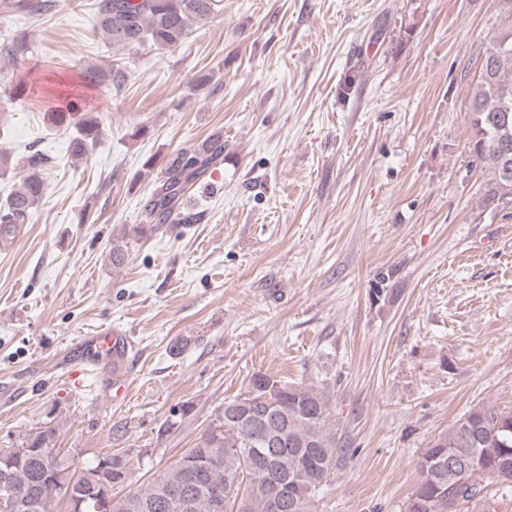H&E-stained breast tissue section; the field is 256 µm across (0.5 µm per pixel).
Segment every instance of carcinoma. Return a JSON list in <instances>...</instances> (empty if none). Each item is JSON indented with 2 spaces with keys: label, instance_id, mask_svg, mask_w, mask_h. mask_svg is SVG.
<instances>
[{
  "label": "carcinoma",
  "instance_id": "1",
  "mask_svg": "<svg viewBox=\"0 0 512 512\" xmlns=\"http://www.w3.org/2000/svg\"><path fill=\"white\" fill-rule=\"evenodd\" d=\"M218 0H98V29L112 45H149L175 49L217 12ZM12 10L42 18L61 7L60 0H11ZM7 52L23 61L36 49L25 33L13 36ZM121 77L89 67L84 79L100 85ZM471 151L491 164L488 204L512 201V11L492 37L470 99ZM102 137L98 117L83 113L70 141L74 157H86ZM46 158L35 150L24 164L21 185L0 203V234L16 236L43 203ZM224 163V136L215 133L196 147L171 155L154 182L142 209V223L131 236L156 233L166 224H194L201 213L182 210L188 186L203 181ZM218 424L207 430L182 457L197 461L189 471L179 460L146 488L122 495L127 460L101 456L78 469L56 448L55 432L47 428L21 444L23 452L0 458V482L29 499L31 512H51L52 502L76 498L94 512L100 495H109V512H218L212 493L232 496L229 512H273L271 495L276 476L292 485L293 498L282 512H317V492L345 463L342 437L330 425L328 396L310 386L288 385L258 372L245 395L224 402ZM55 452L47 453L45 449ZM419 477L405 512H464L470 504L497 512V501L485 493L487 482L512 483V411L495 406L470 410L424 450L416 463Z\"/></svg>",
  "mask_w": 512,
  "mask_h": 512
}]
</instances>
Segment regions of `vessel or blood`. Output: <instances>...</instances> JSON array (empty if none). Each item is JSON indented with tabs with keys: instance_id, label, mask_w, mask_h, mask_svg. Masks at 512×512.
Instances as JSON below:
<instances>
[{
	"instance_id": "obj_1",
	"label": "vessel or blood",
	"mask_w": 512,
	"mask_h": 512,
	"mask_svg": "<svg viewBox=\"0 0 512 512\" xmlns=\"http://www.w3.org/2000/svg\"><path fill=\"white\" fill-rule=\"evenodd\" d=\"M136 356L132 338L112 328L80 337L72 350L74 364L94 369L110 368L116 380L127 378L134 370Z\"/></svg>"
}]
</instances>
